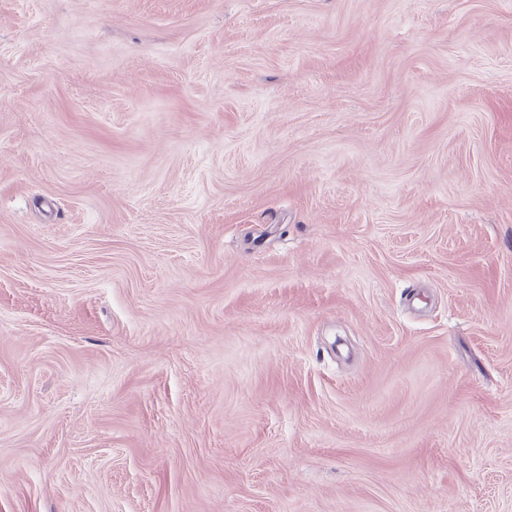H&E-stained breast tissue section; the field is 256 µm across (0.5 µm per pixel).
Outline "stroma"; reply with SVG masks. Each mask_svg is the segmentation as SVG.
Segmentation results:
<instances>
[{"label":"stroma","instance_id":"35a3bbf8","mask_svg":"<svg viewBox=\"0 0 512 512\" xmlns=\"http://www.w3.org/2000/svg\"><path fill=\"white\" fill-rule=\"evenodd\" d=\"M0 512H512V0H0Z\"/></svg>","mask_w":512,"mask_h":512}]
</instances>
